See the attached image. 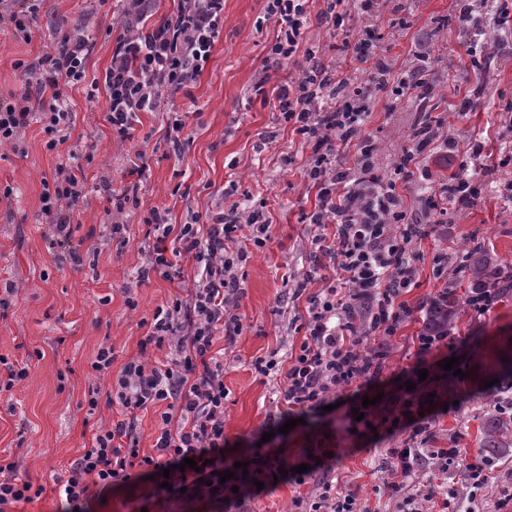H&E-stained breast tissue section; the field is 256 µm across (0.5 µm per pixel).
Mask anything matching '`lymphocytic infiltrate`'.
<instances>
[{"label": "lymphocytic infiltrate", "instance_id": "obj_1", "mask_svg": "<svg viewBox=\"0 0 512 512\" xmlns=\"http://www.w3.org/2000/svg\"><path fill=\"white\" fill-rule=\"evenodd\" d=\"M311 0H265L264 11L278 18L280 27L267 47L264 67L277 70L291 63L295 76L278 81L273 94L282 119L292 133L313 140L314 156L302 167L304 181L315 192V204L307 216L309 245L323 268L332 270L327 288L305 295L296 285L293 298H305L301 316L305 331L298 348L287 357L277 352L256 358L254 370L263 378L279 376L283 385L278 399L294 417L322 415L325 406L337 403L343 390L369 386L380 378L369 363L385 359L384 348L362 356L363 335L392 336L411 317L400 296L416 285L411 245L430 235L443 223L448 204L468 206L479 197L487 165L482 160L484 144L472 140L469 159L461 161L454 139H435L424 131L423 144H436L440 161L453 166L448 181L434 188L420 212L409 213L401 192L412 181L429 179L419 168L414 152H406L390 175H381L375 161V146L364 134L381 83L400 91L424 96L428 85L423 65L429 54L417 53L418 67L391 73L380 51L382 35L376 25L382 0H324L321 22L344 26L351 15H360L362 26L345 49L360 65L353 78L317 61L303 41L313 17ZM122 31L115 39L105 82L87 78L91 44L83 35L68 34L38 58L37 67H24L20 92L0 95V144L19 147L31 124L45 135V147L54 152L66 147L74 127L70 88L84 85L88 100L98 93L107 99V121L114 135L129 136L134 117L153 111L157 101L194 84L210 59L224 26V0H177L169 15L157 17V0H127ZM460 25L468 27L476 50H486L488 28L506 30L512 24V0H489L487 26L475 25L470 0H454ZM76 150L68 149V165L42 180L40 213L49 228L55 261L80 265L81 241L75 240L72 224L75 210L86 199V176L75 165ZM353 157L350 167L337 165V156ZM170 212L150 208L145 218L154 243L147 254V272L168 281L181 273L173 255L194 262L191 287L168 308L157 310L143 345L165 349L164 359L127 361L108 393L110 404L119 408L111 426L97 428L83 448L56 478L66 512H80L91 488L103 490L131 479L152 480L154 495L184 493L201 498L215 508L232 502L238 512H247L248 492L241 476L224 483L228 470L224 448V360L214 350L216 341L233 344L241 333L235 312L239 300L236 266L242 254H232L226 243L237 232L249 230L255 242L268 236L270 218L263 205L245 206L225 201L210 213L205 223L174 224ZM175 249H168L167 240ZM449 330L422 333L418 338L416 365L410 367L415 388L398 399L397 430L407 433L405 447L389 451L404 481L420 485L416 494L402 496L398 512H419L427 503L437 512H449L451 502L443 485L421 482L428 468L464 470L473 485L484 483L485 460L466 461L459 449L435 448L434 416L428 403V381L419 377L425 358L446 344ZM159 408L158 434L149 455L141 454L136 436L138 414ZM196 462L183 468L184 459ZM297 484H312L311 499L296 498L297 512H365L355 495L343 492L336 481L317 470L295 474ZM43 485L19 475L16 463H0V512L20 502L41 496Z\"/></svg>", "mask_w": 512, "mask_h": 512}]
</instances>
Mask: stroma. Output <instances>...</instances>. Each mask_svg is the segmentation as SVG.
Instances as JSON below:
<instances>
[{"instance_id":"35a3bbf8","label":"stroma","mask_w":512,"mask_h":512,"mask_svg":"<svg viewBox=\"0 0 512 512\" xmlns=\"http://www.w3.org/2000/svg\"><path fill=\"white\" fill-rule=\"evenodd\" d=\"M451 0H410L408 15L399 18L385 5L379 19L381 46L392 71L414 64L418 39L431 46L424 73L427 102L441 132L463 142L486 138L488 149H499L502 135L512 133V37L489 40L491 57L475 67L468 61L470 36L450 10ZM123 0H42L39 20L30 39L15 36L0 25V92L21 90L24 79L16 64L31 62L60 32L80 29L93 44L89 77L104 78L120 32ZM360 19L341 29L312 21L306 40L324 62L345 75L354 66L344 50L356 35ZM279 24L267 17L263 0H224V31L211 60L196 83L164 98L152 112L139 113L126 140L113 137L106 120L105 98L90 104L82 87L71 93L77 112L72 141L87 180V203L79 209L75 238L84 242L83 263H56L49 249V230L39 210L43 178L51 177L61 158L48 152L39 125H31L22 151L0 146V188L13 187L17 201L11 212L0 211V280L12 282L18 295L0 311V356L28 365L27 377L0 393V461L14 462L20 475L44 485L39 499L19 503L15 512H65L53 482L62 475L87 443L92 428L110 426L113 408L106 399L110 377L91 367L98 349L111 347L112 369L120 371L139 356L146 324L158 308L167 307L178 289L158 275L143 276L149 239L143 222L149 208H166L172 223L193 222L224 204V189L234 186L235 197L246 204L264 203L272 226L265 243L255 244L247 232L230 242L231 251H244L240 265L242 295L237 313L243 325L234 344L224 348V445L249 455L259 441L268 415L277 411L279 378H260L252 369L257 357L299 346L304 331L300 314L304 301H292L288 291L305 283L308 294L326 288L325 269L309 252L310 226L306 214L314 192L300 170L315 151L313 141L285 126L273 97L258 94L264 76L267 46ZM479 94L464 104L466 91ZM414 94L379 92L366 127L375 147L379 170L392 173L401 156L417 150L418 159L433 179L449 177L432 147L417 148L412 138L419 118ZM183 120L190 142L174 153L165 134L174 120ZM145 152L148 167L141 179V208L127 212L119 236L110 233L112 216L102 181L122 189L136 153ZM501 268L512 267V207L498 192L488 191L469 207L449 211L435 234L411 247L418 284L402 299L414 307L413 317L386 339L388 355L379 383L370 395L398 393V377L417 360V338L424 315L418 307L445 287L454 288L458 303L450 315L451 344L431 355V362L460 358L461 376L440 378L435 391L450 403L436 414L435 447L459 448L467 458H486L491 465L480 489L466 476L448 472V490L461 512H512L506 498L512 490V447L488 449L486 427L499 420L501 393L512 386V290L487 314L477 315L467 303L471 282L466 273L449 265L435 276V255L454 252L470 240ZM98 389L96 408L88 406L89 389ZM352 394L334 414L277 433L267 446L280 454L285 467L305 461L309 449L329 448L330 473L342 489L356 494L371 512H392L389 484L400 474L390 463L388 449L403 447L405 436L374 434L365 423H352ZM311 484L282 479L252 497L250 512H292L296 497L310 496ZM199 498L157 497L149 483L132 480L114 484L107 492L92 489L88 512H209Z\"/></svg>"}]
</instances>
